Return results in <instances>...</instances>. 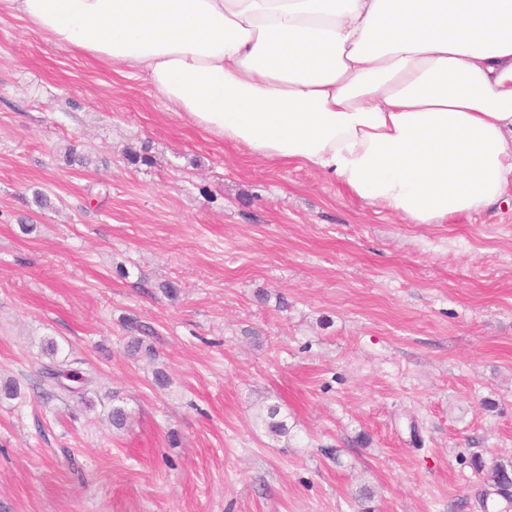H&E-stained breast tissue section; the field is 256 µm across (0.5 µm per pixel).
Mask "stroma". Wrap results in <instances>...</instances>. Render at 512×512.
I'll return each mask as SVG.
<instances>
[{
	"label": "stroma",
	"instance_id": "obj_1",
	"mask_svg": "<svg viewBox=\"0 0 512 512\" xmlns=\"http://www.w3.org/2000/svg\"><path fill=\"white\" fill-rule=\"evenodd\" d=\"M127 316L155 357L130 355ZM50 339L81 395H47ZM9 381L0 512H484L474 456L512 463V196L445 224L375 213L1 11ZM270 404L287 436L255 424Z\"/></svg>",
	"mask_w": 512,
	"mask_h": 512
}]
</instances>
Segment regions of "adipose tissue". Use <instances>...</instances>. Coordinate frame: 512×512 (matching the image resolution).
<instances>
[{
	"label": "adipose tissue",
	"instance_id": "1",
	"mask_svg": "<svg viewBox=\"0 0 512 512\" xmlns=\"http://www.w3.org/2000/svg\"><path fill=\"white\" fill-rule=\"evenodd\" d=\"M169 111L408 224L512 188V0H7Z\"/></svg>",
	"mask_w": 512,
	"mask_h": 512
}]
</instances>
